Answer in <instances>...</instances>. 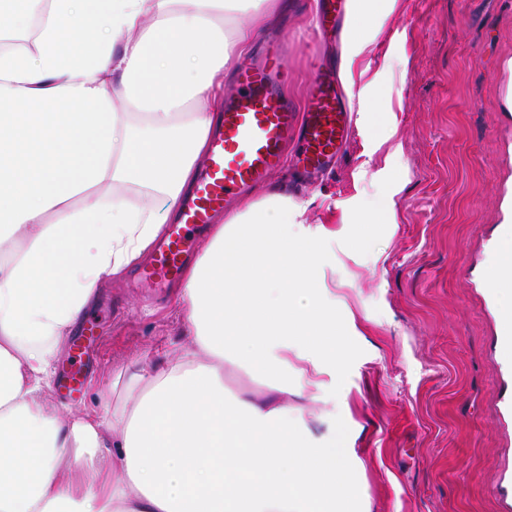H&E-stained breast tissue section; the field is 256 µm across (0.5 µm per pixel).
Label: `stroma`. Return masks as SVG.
I'll list each match as a JSON object with an SVG mask.
<instances>
[{
	"instance_id": "1",
	"label": "stroma",
	"mask_w": 512,
	"mask_h": 512,
	"mask_svg": "<svg viewBox=\"0 0 512 512\" xmlns=\"http://www.w3.org/2000/svg\"><path fill=\"white\" fill-rule=\"evenodd\" d=\"M315 0H292L277 31L284 91L300 102L311 56L344 64L334 38L315 42ZM405 55L406 65L388 60ZM512 60V0H398L377 43L352 66L350 112L367 104L394 121L404 190L393 224H361L382 195L387 149L353 131L314 189L292 170L269 183L294 188L310 224H330L335 282L324 293L355 321V354L336 375V403L307 389L289 396L309 427L328 408L345 418L362 465L354 471L370 512H512V367L497 343L488 290L498 226L512 213V112L503 95ZM174 290L151 298L129 276L103 283L87 309L102 338L76 398L47 386L50 404H100L136 361L184 343Z\"/></svg>"
}]
</instances>
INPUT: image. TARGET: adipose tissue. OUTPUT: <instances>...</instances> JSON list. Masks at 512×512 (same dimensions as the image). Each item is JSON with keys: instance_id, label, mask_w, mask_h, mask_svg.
<instances>
[{"instance_id": "obj_1", "label": "adipose tissue", "mask_w": 512, "mask_h": 512, "mask_svg": "<svg viewBox=\"0 0 512 512\" xmlns=\"http://www.w3.org/2000/svg\"><path fill=\"white\" fill-rule=\"evenodd\" d=\"M397 0H353L345 58ZM288 0H0V512H367L341 418L283 402L353 354L321 299L322 244L279 188L244 198L186 264L188 340L112 385L104 412L43 399L99 285L176 216L224 109V72ZM147 188L133 200L125 186ZM299 367H290L289 356ZM261 381L232 392L228 370Z\"/></svg>"}]
</instances>
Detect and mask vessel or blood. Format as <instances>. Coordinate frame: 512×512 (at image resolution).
Instances as JSON below:
<instances>
[{
	"instance_id": "obj_1",
	"label": "vessel or blood",
	"mask_w": 512,
	"mask_h": 512,
	"mask_svg": "<svg viewBox=\"0 0 512 512\" xmlns=\"http://www.w3.org/2000/svg\"><path fill=\"white\" fill-rule=\"evenodd\" d=\"M350 0H320L314 18L317 35L339 31ZM302 111L289 105L279 87L287 76L285 55L269 43L256 62L238 64L225 97L224 115L211 136L191 192L182 200L177 222L166 225L150 265L139 272L140 283L161 288L178 279L187 256L198 245L196 234L244 192L262 183L286 158L289 139H297L302 175L325 172L347 140L350 114L330 71L312 63ZM499 342L505 362L512 364V310L498 311ZM91 336L75 338L68 369L59 389L74 392L86 379L84 357Z\"/></svg>"
}]
</instances>
